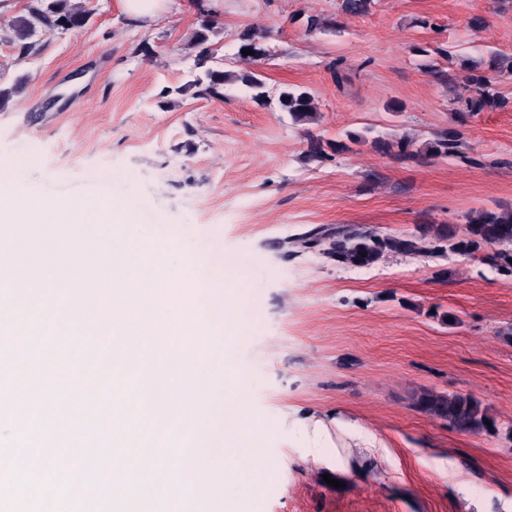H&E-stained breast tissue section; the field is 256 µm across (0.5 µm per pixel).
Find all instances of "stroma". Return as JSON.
Wrapping results in <instances>:
<instances>
[{
	"label": "stroma",
	"mask_w": 512,
	"mask_h": 512,
	"mask_svg": "<svg viewBox=\"0 0 512 512\" xmlns=\"http://www.w3.org/2000/svg\"><path fill=\"white\" fill-rule=\"evenodd\" d=\"M152 20L121 0H83L80 28L41 36L37 55L0 41V85L22 80L0 110V157L34 196L101 204L93 182L140 200V221L178 237L174 262L229 255L245 272L237 331L227 337L249 380L248 403L272 463L253 484L210 481L239 512H512V279L492 261L442 253L390 255L368 268L336 263L294 238L355 224L381 235L460 224L512 206V111L458 114L465 69L489 51L512 55V0H223L214 49L224 70L252 69L238 33L269 30L259 67L269 88L313 93L319 118L294 123L241 84L197 95L189 40L197 0ZM324 18L321 30L306 18ZM488 19L474 29V16ZM450 80L424 72L426 58ZM448 55H440V48ZM342 68H335L338 58ZM404 137L415 147L464 128L465 160L415 164L346 143L319 164L309 136L349 130ZM425 391L470 394L498 422L465 434L423 413ZM333 410L370 432L340 488L330 441L313 442L298 414Z\"/></svg>",
	"instance_id": "obj_1"
}]
</instances>
